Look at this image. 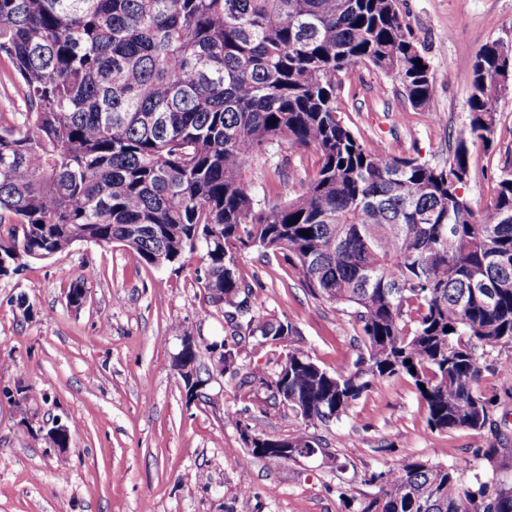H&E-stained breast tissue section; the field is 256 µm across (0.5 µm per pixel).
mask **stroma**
I'll list each match as a JSON object with an SVG mask.
<instances>
[{"label": "stroma", "mask_w": 512, "mask_h": 512, "mask_svg": "<svg viewBox=\"0 0 512 512\" xmlns=\"http://www.w3.org/2000/svg\"><path fill=\"white\" fill-rule=\"evenodd\" d=\"M408 34L437 78L426 110H413L394 75L356 65L336 80L340 115L362 142L432 165L448 162L455 134L469 122L466 76L492 41L512 43V0H398ZM462 194L483 209L500 176L512 172V88L497 103L490 147L475 145ZM317 168L314 151L273 144L249 176L260 204L295 197ZM238 275L263 301V314L290 320L294 341L328 371L354 368L357 328L335 305L314 298L283 258L252 248ZM84 277L86 302L69 305L71 280ZM205 264L192 254L148 267L118 244L79 242L0 278V512H353L377 493L371 473L409 457L489 471L481 451L504 449L500 472L512 476V374L498 363L512 350L487 348L481 389L497 432L431 430L408 378L383 379L341 420L316 432L334 460L316 455L278 466L249 456L240 412L252 431L292 434L297 418L258 385L214 377L187 399L173 366L183 336L210 343L231 330L224 309L208 304ZM68 424L66 450L40 434Z\"/></svg>", "instance_id": "stroma-1"}]
</instances>
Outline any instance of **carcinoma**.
<instances>
[{
	"label": "carcinoma",
	"mask_w": 512,
	"mask_h": 512,
	"mask_svg": "<svg viewBox=\"0 0 512 512\" xmlns=\"http://www.w3.org/2000/svg\"><path fill=\"white\" fill-rule=\"evenodd\" d=\"M508 56L497 41L477 54L469 123L436 166L359 141L336 107V74L359 63L393 74L413 109L432 102L435 74L397 0H0V59L27 100L0 123V278L78 242L118 243L147 266L201 251L207 301L232 331L194 385L239 374L243 326L288 347L243 380L301 420L284 438L251 434L269 465L289 460L283 448L327 455L309 429L381 379L408 377L435 431L490 429L480 358L512 349V173L480 214L460 189L470 147L492 142ZM274 142L315 151L318 168L294 198L260 207L247 172ZM254 247L361 326L355 369L327 371L291 344L289 320L239 299L238 258ZM182 343L197 370L201 344ZM370 482L378 493L357 512H512V481L495 471L468 483L409 459Z\"/></svg>",
	"instance_id": "cac0c4a2"
}]
</instances>
